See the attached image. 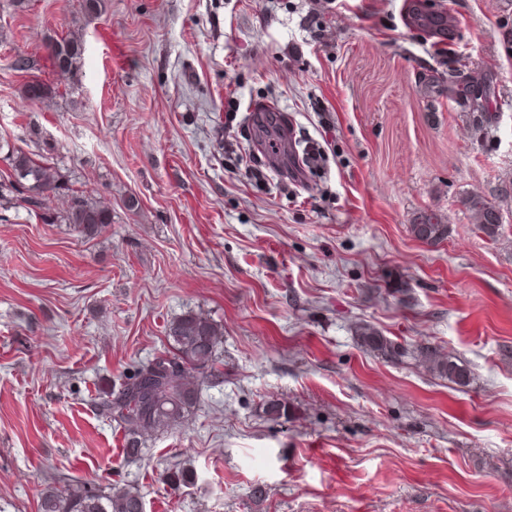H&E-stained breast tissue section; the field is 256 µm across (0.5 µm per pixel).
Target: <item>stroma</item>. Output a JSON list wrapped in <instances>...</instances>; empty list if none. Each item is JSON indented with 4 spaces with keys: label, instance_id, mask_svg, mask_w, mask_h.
Listing matches in <instances>:
<instances>
[{
    "label": "stroma",
    "instance_id": "35a3bbf8",
    "mask_svg": "<svg viewBox=\"0 0 512 512\" xmlns=\"http://www.w3.org/2000/svg\"><path fill=\"white\" fill-rule=\"evenodd\" d=\"M441 4L450 48L406 0H106L90 18L0 0V143L112 214L88 236L0 207V512H38L61 472L145 512H512V0ZM75 29L68 79L45 43ZM453 72L484 92L483 127ZM33 79L52 97L27 100ZM259 102L291 149L261 157ZM313 142L325 160L296 171ZM424 211L446 240L412 236ZM188 312L223 327L224 379L124 460L91 400ZM363 324L404 356L361 348ZM179 469L194 481L175 491ZM443 18H434L435 24L427 28L430 38H434L437 42H448L450 45L454 41V32L457 28L458 20L455 14L450 10H444ZM467 204L473 212L479 231L491 239L501 235L503 224L499 208L478 196L469 198ZM421 356L425 359L429 370L440 378L447 379L448 382L463 386L467 383V372L465 368L456 362V358L448 353V356H442L430 347L420 349Z\"/></svg>",
    "mask_w": 512,
    "mask_h": 512
}]
</instances>
